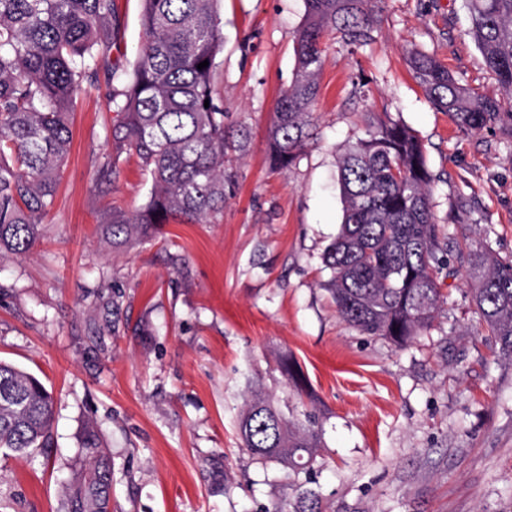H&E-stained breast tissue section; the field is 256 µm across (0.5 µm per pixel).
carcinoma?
Wrapping results in <instances>:
<instances>
[{
  "instance_id": "cac0c4a2",
  "label": "carcinoma",
  "mask_w": 512,
  "mask_h": 512,
  "mask_svg": "<svg viewBox=\"0 0 512 512\" xmlns=\"http://www.w3.org/2000/svg\"><path fill=\"white\" fill-rule=\"evenodd\" d=\"M144 39L134 62L108 72L112 155L97 188L134 155L151 179L143 206L112 211L102 229L121 249L155 236L172 221L203 224L224 212L228 151L243 150L224 129L216 89L224 51L220 0H141ZM297 66L276 100L268 134L274 168L292 166L315 125L324 38L347 46L373 39L382 0H305ZM469 34L500 88L512 95V0H466ZM116 0H0V256L28 254L53 207L71 142L70 116L85 85L98 83L99 62L117 44ZM209 65L200 70L202 61ZM430 104L460 128L512 127V112L459 84L432 55L408 54ZM209 106H204V101ZM368 137L338 162L343 219L324 260L339 316L369 336L403 347L430 329L441 299L437 275L447 248L435 222L430 173L416 134L389 113L365 115ZM458 267L474 282L472 303L485 341L512 357V261L486 242L456 249ZM281 373L300 391L307 380L291 357ZM53 420L51 392L33 374L0 361V448H40ZM242 447L285 470L295 495L263 512H323L308 484L321 449L312 414L288 417L255 384L238 423ZM112 467L100 440L82 446L81 471L69 483L65 512H112Z\"/></svg>"
}]
</instances>
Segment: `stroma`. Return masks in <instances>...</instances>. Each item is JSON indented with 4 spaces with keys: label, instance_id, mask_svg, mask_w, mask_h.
I'll return each mask as SVG.
<instances>
[{
    "label": "stroma",
    "instance_id": "1",
    "mask_svg": "<svg viewBox=\"0 0 512 512\" xmlns=\"http://www.w3.org/2000/svg\"><path fill=\"white\" fill-rule=\"evenodd\" d=\"M117 5L121 37L103 74L133 63L143 40L141 0ZM305 15V0L221 4L224 125L248 142L232 155L219 223L169 224L113 251L100 224L139 209L149 178L123 158L108 193L95 190L113 112L106 83L78 98L44 235L0 260V359L55 399L45 447L0 450V512H59L92 430L112 458L114 512H261L289 489L277 465L240 446L255 383L294 416H315L314 488L328 512H512V359L483 342L468 277L440 276L433 326L398 348L338 317L323 262L343 216L338 158L366 137L364 113L384 111L425 146L438 224L512 259V138L498 126L462 131L433 109L407 51L433 54L503 108L512 97L484 65L464 0H385L369 44L326 38L317 139L275 171L268 130ZM287 355L310 395L280 374Z\"/></svg>",
    "mask_w": 512,
    "mask_h": 512
}]
</instances>
